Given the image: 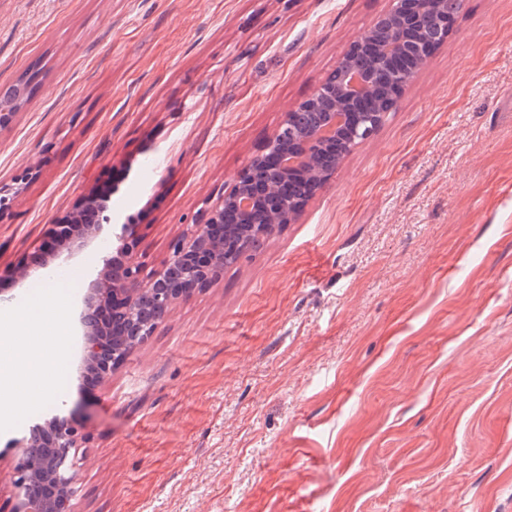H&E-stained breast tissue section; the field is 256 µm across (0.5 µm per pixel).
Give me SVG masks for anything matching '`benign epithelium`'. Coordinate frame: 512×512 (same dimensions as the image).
I'll return each instance as SVG.
<instances>
[{"mask_svg": "<svg viewBox=\"0 0 512 512\" xmlns=\"http://www.w3.org/2000/svg\"><path fill=\"white\" fill-rule=\"evenodd\" d=\"M446 0H393L392 10L376 22L347 51L336 67L340 85L336 99H307L304 107L316 110L313 127L296 133L292 126L297 110L285 113L280 128L256 163L238 175L233 189L219 203L204 210L188 225L182 238L171 245L162 271L146 277L139 253V239L129 221L113 223L112 194L91 191L81 195L72 209L48 229L42 248L48 258L36 264L43 272L59 266L86 248L112 225V254L102 257L87 288L83 289L75 315L82 339L77 362L80 380L112 377L113 370L150 336L174 304L197 288H205L223 272L227 260L235 261L258 251L282 222L290 223L299 211L278 216L281 202L293 197L296 185L308 181L309 195L324 185L314 165L330 161L336 170L338 144L351 134L368 139L384 120L401 93L390 82L392 74L416 73L409 65L427 61L433 42L448 38V28L436 33L426 26L427 15L439 13L452 21ZM390 25L394 36L388 46L387 69L375 70L380 51L374 31ZM21 100L0 96V129L12 121ZM30 180L25 174L11 184L0 183V214L7 210ZM89 435L73 415L56 413L28 434L10 439L20 449L14 467L17 501L14 512H78V460Z\"/></svg>", "mask_w": 512, "mask_h": 512, "instance_id": "benign-epithelium-1", "label": "benign epithelium"}]
</instances>
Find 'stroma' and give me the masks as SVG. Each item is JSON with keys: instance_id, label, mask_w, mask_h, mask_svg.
Returning <instances> with one entry per match:
<instances>
[{"instance_id": "1", "label": "stroma", "mask_w": 512, "mask_h": 512, "mask_svg": "<svg viewBox=\"0 0 512 512\" xmlns=\"http://www.w3.org/2000/svg\"><path fill=\"white\" fill-rule=\"evenodd\" d=\"M393 0H0V293L90 191L136 226L145 272L233 188ZM159 159L150 169V159ZM111 232L59 268L49 354ZM75 353L0 432L64 411L90 441L79 512H512V0H464L368 140L257 253L181 298L111 378ZM58 368V369H59ZM19 89V85L8 87L5 89L4 94L13 96L9 97L4 96L3 94L0 96V129L8 126L14 115L17 113L15 111L19 108L21 100L18 99L19 96L14 95L18 94ZM36 175L37 172H29L21 177L15 178L12 184H2L0 182V215L10 207L13 199L24 190L28 180Z\"/></svg>"}]
</instances>
